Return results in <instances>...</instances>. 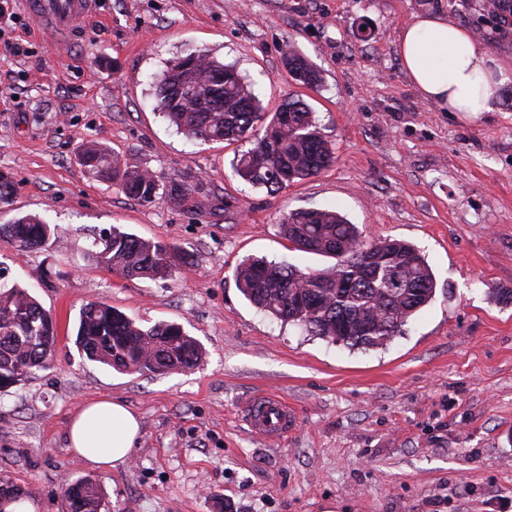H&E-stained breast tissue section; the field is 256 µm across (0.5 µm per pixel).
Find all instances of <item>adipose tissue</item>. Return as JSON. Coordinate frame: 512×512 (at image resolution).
<instances>
[{
  "mask_svg": "<svg viewBox=\"0 0 512 512\" xmlns=\"http://www.w3.org/2000/svg\"><path fill=\"white\" fill-rule=\"evenodd\" d=\"M397 53L421 96L445 112L494 111L493 89L512 74L467 28L442 14L405 26ZM139 434V419L127 406L100 399L72 417L69 448L83 462L114 469L127 462Z\"/></svg>",
  "mask_w": 512,
  "mask_h": 512,
  "instance_id": "adipose-tissue-1",
  "label": "adipose tissue"
}]
</instances>
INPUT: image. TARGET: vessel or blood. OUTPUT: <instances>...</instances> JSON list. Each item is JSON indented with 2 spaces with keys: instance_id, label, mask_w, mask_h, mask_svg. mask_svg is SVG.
<instances>
[{
  "instance_id": "1",
  "label": "vessel or blood",
  "mask_w": 512,
  "mask_h": 512,
  "mask_svg": "<svg viewBox=\"0 0 512 512\" xmlns=\"http://www.w3.org/2000/svg\"><path fill=\"white\" fill-rule=\"evenodd\" d=\"M27 12L62 42L84 28L93 16L96 0H21ZM252 433L271 442L284 439L295 426V413L287 402L273 394L256 396L243 406Z\"/></svg>"
}]
</instances>
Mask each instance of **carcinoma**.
Wrapping results in <instances>:
<instances>
[{
    "mask_svg": "<svg viewBox=\"0 0 512 512\" xmlns=\"http://www.w3.org/2000/svg\"><path fill=\"white\" fill-rule=\"evenodd\" d=\"M284 65L291 78L317 88L322 77L304 56L290 50ZM195 84L188 95L181 91ZM160 113L186 137L234 142L255 139L237 159L236 172L254 185L281 189L331 167L332 144L321 133L313 112L290 98L270 120L260 112L250 86L235 66L207 50H190L170 61L156 84ZM86 172L99 181L118 184L143 205L159 195L177 206L187 204L192 190L176 179L160 189L154 174L121 160L111 149L89 140L79 151ZM284 239L306 253L335 259L319 271L305 272L263 258L247 257L236 268L244 297L257 309L300 326L312 336L350 349L384 346L403 332L408 321L435 296V277L424 255L412 244L391 238L369 240L334 209L291 211L281 222ZM57 230L35 215L0 224V241L19 252L45 250ZM88 256L95 265L125 278L165 279L190 264V254L163 241L128 233L118 225L93 238ZM403 279L388 286L392 272ZM56 322L25 288L0 275V383L19 384L49 367L56 344ZM75 345L87 359L120 371L166 373L200 365V344L177 323L138 325L124 312L92 301L80 311ZM30 490L0 478V498L9 506ZM65 512H101V489L89 479L63 487Z\"/></svg>",
    "mask_w": 512,
    "mask_h": 512,
    "instance_id": "carcinoma-1",
    "label": "carcinoma"
}]
</instances>
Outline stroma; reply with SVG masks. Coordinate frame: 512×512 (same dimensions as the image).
Here are the masks:
<instances>
[{"instance_id":"obj_1","label":"stroma","mask_w":512,"mask_h":512,"mask_svg":"<svg viewBox=\"0 0 512 512\" xmlns=\"http://www.w3.org/2000/svg\"><path fill=\"white\" fill-rule=\"evenodd\" d=\"M445 13L512 61V13L482 0H99L85 31L56 45L20 0L0 10V171L17 191L0 224L36 214L57 226L46 250L0 261L57 326L51 367L0 390V477L34 512H65L62 483L87 478L112 512H512V79L496 109L467 116L423 99L397 39L415 16ZM367 40H360V32ZM210 50L236 64L265 112L289 96L312 109L336 150L329 169L280 190L233 169L251 140L187 139L155 109L168 60ZM295 49L322 75L292 82ZM95 140L161 180L207 198L199 210L143 206L78 161ZM334 208L369 237L426 256L434 300L387 345L350 349L265 315L239 291L247 256L303 270L330 258L294 249L283 215ZM187 251L172 278H124L87 256L110 225ZM112 305L149 327L181 324L198 368L118 372L81 358L79 311ZM283 397L299 428L253 435L246 398ZM108 397L140 418L128 462L77 460L72 412Z\"/></svg>"}]
</instances>
